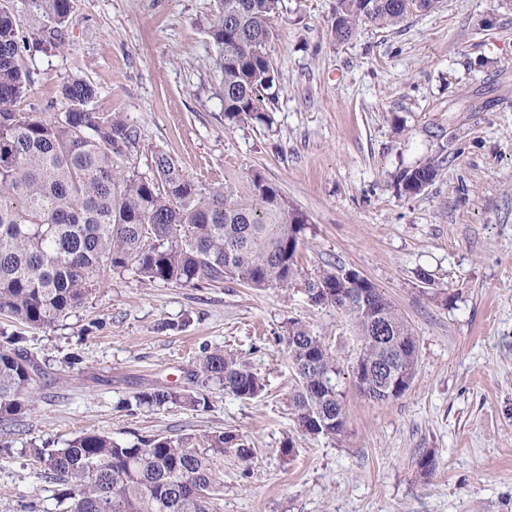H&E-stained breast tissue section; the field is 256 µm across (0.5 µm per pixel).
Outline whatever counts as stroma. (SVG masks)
<instances>
[{
  "mask_svg": "<svg viewBox=\"0 0 512 512\" xmlns=\"http://www.w3.org/2000/svg\"><path fill=\"white\" fill-rule=\"evenodd\" d=\"M72 5L58 51L39 44L30 0H10L29 41L22 109L64 111L59 88L77 75L98 87L92 111L136 130L121 150L136 171L150 174L160 150L203 182L261 173L307 219L300 276L336 264L368 279L412 327L418 363L387 403L343 379L342 431L310 437L289 404L288 328L305 323L347 369L359 343L344 313L312 306L298 284L192 288L106 272L50 327L0 315V336L23 332L45 373L21 425L0 424V512H62L28 449L85 431L121 444L243 435L255 455L225 454L212 512H512V0H441L391 28L360 24L343 43L336 0H282L268 126L224 120L216 0ZM438 154L430 186L397 192L401 171ZM206 348L233 354L263 392L246 400L212 384L200 411L137 403L157 384L187 387Z\"/></svg>",
  "mask_w": 512,
  "mask_h": 512,
  "instance_id": "35a3bbf8",
  "label": "stroma"
}]
</instances>
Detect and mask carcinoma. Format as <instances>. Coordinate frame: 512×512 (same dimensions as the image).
<instances>
[{"mask_svg": "<svg viewBox=\"0 0 512 512\" xmlns=\"http://www.w3.org/2000/svg\"><path fill=\"white\" fill-rule=\"evenodd\" d=\"M43 20L42 41L65 47L71 0H31ZM281 0H218L209 32L223 82L224 119L271 124L263 109L275 98L268 47ZM407 0H337L335 39L361 23L389 27L412 14ZM28 41L12 11H0V313L29 328H47L80 307L106 270L133 269L150 281L195 287L237 281L253 288L290 286L306 219L281 189L256 173L203 184L167 154L154 155V174L126 170L120 146L136 135L119 115L89 110L97 86L72 77L60 89L65 112L47 120L22 112ZM444 159L429 157L403 170L397 186L413 196L436 179ZM315 306L350 317L360 343L351 366L357 390L386 403L410 388L417 364L411 326L379 288L354 270L333 266L303 281ZM367 302L361 301V296ZM17 332L0 341V421L29 410L43 369ZM288 348L297 385L289 397L299 429L333 436L345 422L336 357L301 321ZM192 388L153 386L136 396L148 407L209 408L214 383L242 399L264 389L258 375L221 349L206 351L189 374ZM42 476L66 486L65 512H211L224 488L221 462L233 453L247 463L254 449L233 431L189 438L155 436L122 446L84 432L52 448L29 449Z\"/></svg>", "mask_w": 512, "mask_h": 512, "instance_id": "obj_1", "label": "carcinoma"}]
</instances>
